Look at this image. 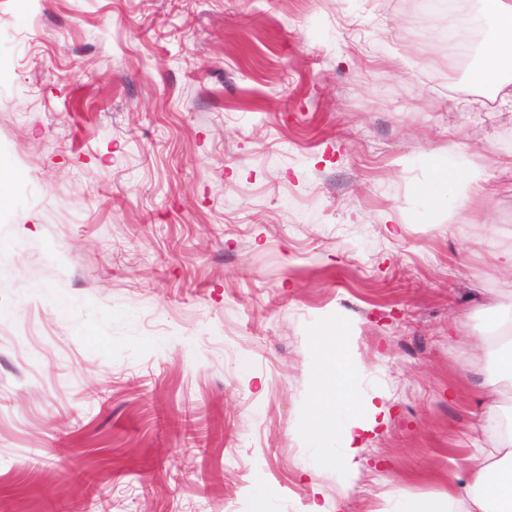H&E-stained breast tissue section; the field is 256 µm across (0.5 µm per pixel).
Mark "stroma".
Segmentation results:
<instances>
[{"label":"stroma","instance_id":"1","mask_svg":"<svg viewBox=\"0 0 512 512\" xmlns=\"http://www.w3.org/2000/svg\"><path fill=\"white\" fill-rule=\"evenodd\" d=\"M447 34L440 0H0V512L447 495L512 302V109ZM451 160L494 188L464 224ZM337 324L388 408L350 479L304 438ZM482 167L461 168L448 162L437 169L432 189L427 195L435 207L444 208L448 224L463 223L466 213L473 210L490 194Z\"/></svg>","mask_w":512,"mask_h":512}]
</instances>
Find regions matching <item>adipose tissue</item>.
I'll return each mask as SVG.
<instances>
[{
    "label": "adipose tissue",
    "instance_id": "ef3b65f1",
    "mask_svg": "<svg viewBox=\"0 0 512 512\" xmlns=\"http://www.w3.org/2000/svg\"><path fill=\"white\" fill-rule=\"evenodd\" d=\"M481 5L491 26L469 81L494 88L501 105H512V80L504 74L512 66V10L502 0H481ZM489 194L483 168L449 164L437 169L429 198L445 209L448 223L458 224ZM484 319L486 330L476 345L490 352L499 376L482 394L485 415L505 421L506 427L494 447L479 449L474 465L457 477L446 497L420 500L408 512H512V418L503 419L501 400L503 387L512 385V309L490 302ZM345 343L346 332L340 327L316 349L306 431L311 447L339 449L341 470L349 478L362 468L364 438L386 417L387 408L378 395L359 392Z\"/></svg>",
    "mask_w": 512,
    "mask_h": 512
}]
</instances>
